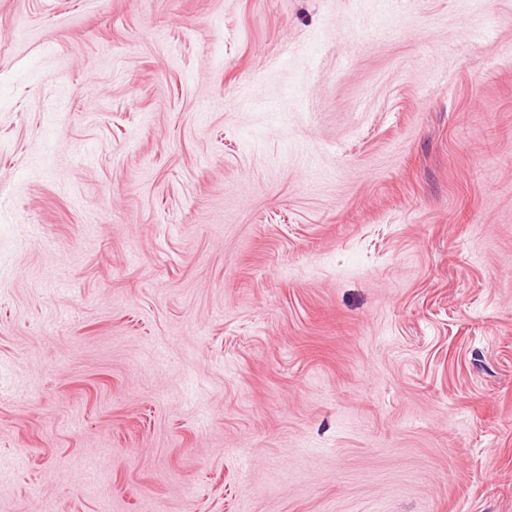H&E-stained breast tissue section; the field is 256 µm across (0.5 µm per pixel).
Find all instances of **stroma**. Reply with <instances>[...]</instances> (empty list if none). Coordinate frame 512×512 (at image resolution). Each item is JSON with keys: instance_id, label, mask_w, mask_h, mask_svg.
<instances>
[{"instance_id": "1", "label": "stroma", "mask_w": 512, "mask_h": 512, "mask_svg": "<svg viewBox=\"0 0 512 512\" xmlns=\"http://www.w3.org/2000/svg\"><path fill=\"white\" fill-rule=\"evenodd\" d=\"M0 512H512V0H0Z\"/></svg>"}]
</instances>
